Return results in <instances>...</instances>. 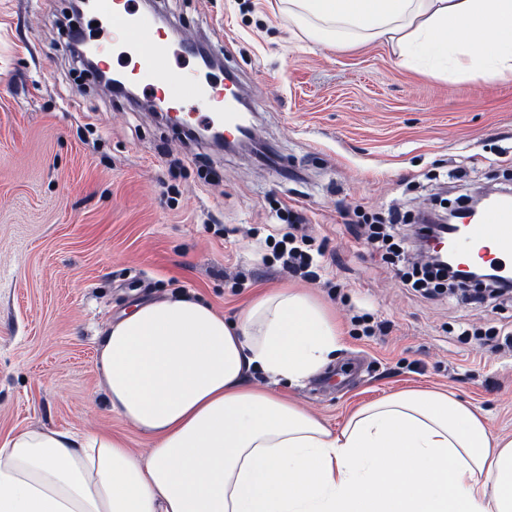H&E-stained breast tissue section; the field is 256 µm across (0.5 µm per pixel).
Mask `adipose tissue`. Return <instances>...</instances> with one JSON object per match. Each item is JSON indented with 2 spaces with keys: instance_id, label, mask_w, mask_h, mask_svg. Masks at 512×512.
<instances>
[{
  "instance_id": "obj_1",
  "label": "adipose tissue",
  "mask_w": 512,
  "mask_h": 512,
  "mask_svg": "<svg viewBox=\"0 0 512 512\" xmlns=\"http://www.w3.org/2000/svg\"><path fill=\"white\" fill-rule=\"evenodd\" d=\"M315 42L385 40L399 65L466 60L512 71V0H285ZM310 292L258 295L236 321L184 294L111 323L97 364L111 412L153 436L135 455L104 431L0 441V512H512V438L429 389L359 406L333 431L246 382L298 383L338 349Z\"/></svg>"
}]
</instances>
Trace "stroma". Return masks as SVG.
Instances as JSON below:
<instances>
[{
	"label": "stroma",
	"instance_id": "stroma-1",
	"mask_svg": "<svg viewBox=\"0 0 512 512\" xmlns=\"http://www.w3.org/2000/svg\"><path fill=\"white\" fill-rule=\"evenodd\" d=\"M146 9L145 0H134ZM71 0H0V440L25 429L109 431L138 455L151 435L112 413L97 348L134 303L197 297L235 318L261 292L306 288L343 341L322 375L252 386L340 429L361 403L408 388L455 395L512 438V349L467 334L512 329V299L483 310L458 293L408 290L367 243L363 214L420 211L475 186L512 190V74L398 65L384 41L311 40L278 0H155L168 29L195 32L246 92L277 161L260 165L184 138L152 114V77L113 95L63 53L100 38ZM303 210L321 278L270 264L279 205ZM388 325L365 336L354 315Z\"/></svg>",
	"mask_w": 512,
	"mask_h": 512
}]
</instances>
